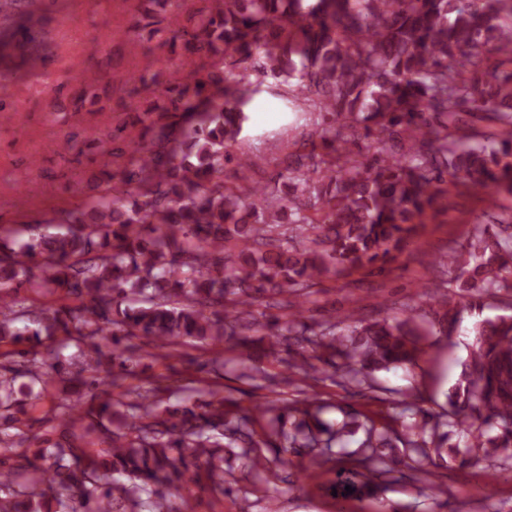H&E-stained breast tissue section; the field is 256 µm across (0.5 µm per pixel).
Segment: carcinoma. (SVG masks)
<instances>
[{
	"instance_id": "carcinoma-1",
	"label": "carcinoma",
	"mask_w": 512,
	"mask_h": 512,
	"mask_svg": "<svg viewBox=\"0 0 512 512\" xmlns=\"http://www.w3.org/2000/svg\"><path fill=\"white\" fill-rule=\"evenodd\" d=\"M204 6L157 27L145 13L136 36H165L171 50L208 69L159 83L154 63L122 78L132 97L163 85V105L141 111L136 154L105 170L97 194L42 224L0 226V512H177L170 487L204 470L224 487L225 456L248 473L286 472L306 449L312 464L343 442L345 427L318 418L319 399L267 400L266 420L224 411L218 387L205 399L163 404L170 377L123 387L144 338L162 351L178 344L248 348L291 375L317 380V363L357 384L392 367H414L421 349L415 318L367 320L348 315L315 332L300 313L269 318L336 275L395 261L447 186L466 182L512 195V0H202ZM286 106L315 116L313 135L326 153L288 155L266 182L224 183L237 156L248 111L268 81ZM485 121L494 131L482 133ZM288 181L289 191L275 183ZM450 290L434 291L423 321L448 336L465 310L512 298V222L498 230L477 219L467 244L443 256ZM61 294L35 307L20 291ZM61 337L78 361L46 358L41 336ZM448 409L435 415L412 404L413 422L364 425L365 455L347 482L372 483L405 467L446 458L465 466L498 462L512 469V315L476 322ZM63 395L61 428L34 441L43 420L16 397ZM79 383L84 394L66 398ZM466 438V453L448 446ZM410 451L389 457L391 439ZM268 448L273 459L262 454Z\"/></svg>"
}]
</instances>
